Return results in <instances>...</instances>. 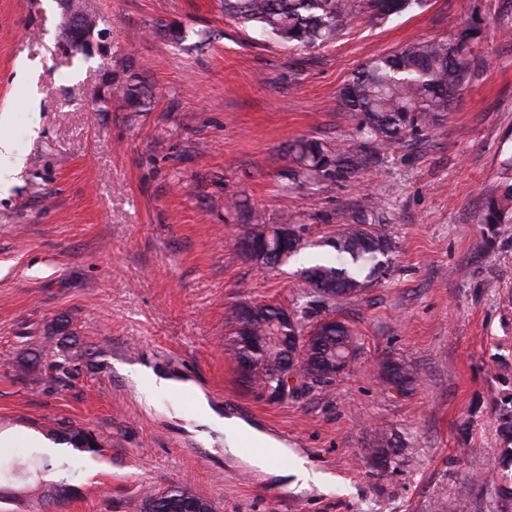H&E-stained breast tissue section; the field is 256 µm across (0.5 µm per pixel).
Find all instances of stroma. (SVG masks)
<instances>
[{"instance_id":"obj_1","label":"stroma","mask_w":512,"mask_h":512,"mask_svg":"<svg viewBox=\"0 0 512 512\" xmlns=\"http://www.w3.org/2000/svg\"><path fill=\"white\" fill-rule=\"evenodd\" d=\"M107 51L74 56L61 0H0V464L52 429L84 427L100 455L44 482L78 492L58 512H141L187 485L216 512H501L512 438V220L479 221L512 182V0H425L300 51L225 18L219 0H97ZM483 32L478 62L427 138L365 142L339 93L375 55ZM143 86L139 110L92 92ZM345 145L349 165L294 178L288 146ZM240 199V210L224 207ZM289 214L308 245L274 269L240 241L252 216ZM364 218L393 241L385 275L332 316L356 336L346 372L296 399L247 382L226 345L232 307L307 312L301 270L318 241ZM404 361L396 387L383 366ZM172 382L155 393L152 379ZM209 415H202L201 406ZM273 437L294 476L227 450L223 418ZM397 450L371 460L377 437Z\"/></svg>"}]
</instances>
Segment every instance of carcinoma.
I'll return each mask as SVG.
<instances>
[{
    "instance_id": "carcinoma-1",
    "label": "carcinoma",
    "mask_w": 512,
    "mask_h": 512,
    "mask_svg": "<svg viewBox=\"0 0 512 512\" xmlns=\"http://www.w3.org/2000/svg\"><path fill=\"white\" fill-rule=\"evenodd\" d=\"M391 7L379 9L378 0H222L224 16L243 24H251L263 35L295 48L313 49L336 39L347 25L370 12L379 18L400 14L422 4V0H390ZM63 11L78 15L101 31L102 17L93 0H65ZM477 28L464 26L449 39L419 40L392 54L378 55L353 74L341 89L344 111L358 118L357 131L368 141L384 145L398 144L407 137L430 135L451 110L455 94L463 86L471 69L473 48L480 41ZM108 95L138 107L141 98L137 87L123 82L107 86ZM292 163L314 179H332L344 171L346 156L342 148L329 149L313 139H300L290 146ZM512 215V183L504 185L485 202L480 222L502 224ZM335 254L314 257L302 270L308 283V297L326 309L359 295L383 274L392 253V240L372 225L356 219L345 225L336 237L326 241ZM304 355V370L310 386H327L334 381L324 377L318 362L326 361L345 368L355 351L350 330L341 322L324 323ZM313 330L304 316H295L294 323L282 327L284 336L303 337ZM269 328L258 324L252 335L257 343L238 346L227 344L228 351L239 361L250 359L255 370L246 377L262 389L273 393L282 387L276 370L280 348L266 345ZM385 379L397 387L413 379V367L406 362L385 366ZM53 439L69 444L79 455L99 452V439L94 432L72 427L62 432L50 431ZM43 471L50 467L46 455H33L15 462L10 473L22 476L30 467ZM46 505L72 498L70 484L60 481L48 488L37 483ZM193 498L203 506L202 512H215L208 498L186 485H177L166 492L148 493L142 501V512H182L184 498Z\"/></svg>"
}]
</instances>
